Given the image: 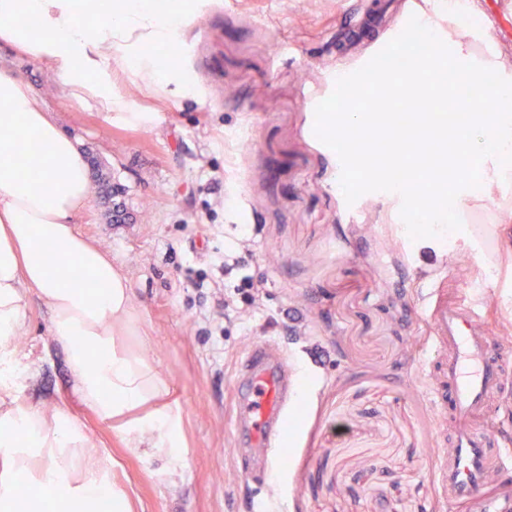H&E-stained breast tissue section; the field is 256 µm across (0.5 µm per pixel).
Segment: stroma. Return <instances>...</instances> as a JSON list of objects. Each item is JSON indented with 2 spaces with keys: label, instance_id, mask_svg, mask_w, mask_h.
I'll list each match as a JSON object with an SVG mask.
<instances>
[{
  "label": "stroma",
  "instance_id": "35a3bbf8",
  "mask_svg": "<svg viewBox=\"0 0 512 512\" xmlns=\"http://www.w3.org/2000/svg\"><path fill=\"white\" fill-rule=\"evenodd\" d=\"M404 2L382 0L383 21L364 37L372 0H178V77L153 85L114 54L108 114L68 98L43 64L0 48V63L121 190V218L94 193L76 230L127 276L186 443L177 466L161 448L134 455L79 409L116 459L134 512H251L257 489L233 452L234 394L257 341L274 342L299 371L270 512H432L443 500L432 472L448 448L424 396L423 285L446 273L512 342V252L483 233L502 215L499 199L459 218L479 250L409 234L415 202L371 192L347 204L341 162L315 134L317 102L402 32ZM477 22L493 25L512 58V0H481ZM128 112L145 119L127 122ZM228 254L240 267L227 274ZM245 272L263 280L261 299L225 316L218 301ZM28 320L19 349L40 374L21 401L46 408L68 389L66 354L37 300Z\"/></svg>",
  "mask_w": 512,
  "mask_h": 512
}]
</instances>
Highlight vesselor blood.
I'll return each mask as SVG.
<instances>
[{
	"instance_id": "obj_1",
	"label": "vessel or blood",
	"mask_w": 512,
	"mask_h": 512,
	"mask_svg": "<svg viewBox=\"0 0 512 512\" xmlns=\"http://www.w3.org/2000/svg\"><path fill=\"white\" fill-rule=\"evenodd\" d=\"M428 324L427 400L439 423H451L450 451L434 476L448 501H467L470 512H512V499L485 494L496 476L512 470V438L491 429L488 418L512 374V353L487 329L485 313L470 295L449 290L448 277L432 274L425 288ZM295 392L286 354L272 345L250 347L237 376L234 423L241 456L254 483L265 486L281 442L280 424Z\"/></svg>"
}]
</instances>
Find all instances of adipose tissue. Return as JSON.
Returning <instances> with one entry per match:
<instances>
[{"label": "adipose tissue", "mask_w": 512, "mask_h": 512, "mask_svg": "<svg viewBox=\"0 0 512 512\" xmlns=\"http://www.w3.org/2000/svg\"><path fill=\"white\" fill-rule=\"evenodd\" d=\"M172 0H0V44L46 63L76 100L93 97L112 109V76L106 65L122 42L162 41L178 24ZM465 0L448 19L452 38H428L417 58L448 60V82L456 91L487 89L494 99L483 120L469 125L468 148L445 158L464 168L479 154L478 180L455 187L453 207L470 210L494 190L512 184V61L496 52L492 27L481 33L461 24L480 10ZM96 20L88 31V20ZM481 40L485 53L471 44ZM334 132L348 148L346 159L361 166L373 140L357 114L336 119ZM28 144L41 161L43 190H34L14 151ZM84 155L59 127L16 70L0 65V512H133L129 494L112 482V454L90 436L75 406L112 425L137 454L166 449L172 460L184 452L180 420L168 399L172 388L121 336L134 330L137 315L127 277L111 257L83 237L75 224L89 201ZM50 312L52 343L66 354L68 396L51 409L21 403L20 393L38 369L23 361L17 340L28 328L27 298ZM31 494L21 500L19 485Z\"/></svg>", "instance_id": "obj_1"}]
</instances>
